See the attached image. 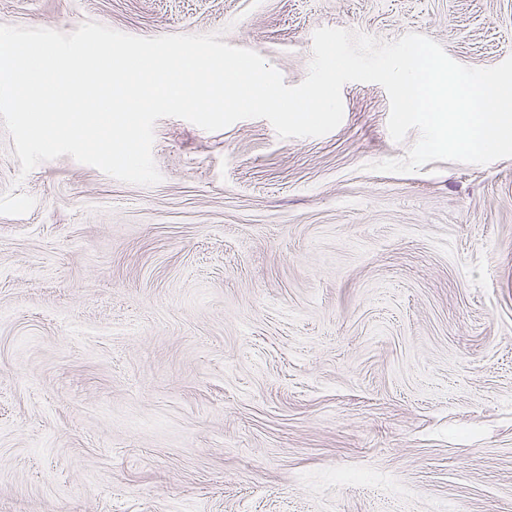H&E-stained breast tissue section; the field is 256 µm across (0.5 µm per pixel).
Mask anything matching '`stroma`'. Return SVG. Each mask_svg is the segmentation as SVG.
Here are the masks:
<instances>
[{
	"instance_id": "1",
	"label": "stroma",
	"mask_w": 512,
	"mask_h": 512,
	"mask_svg": "<svg viewBox=\"0 0 512 512\" xmlns=\"http://www.w3.org/2000/svg\"><path fill=\"white\" fill-rule=\"evenodd\" d=\"M221 34L301 83L321 27L512 56V0H0V25ZM332 132L154 126L160 183L0 127V512H512V158L371 171Z\"/></svg>"
}]
</instances>
